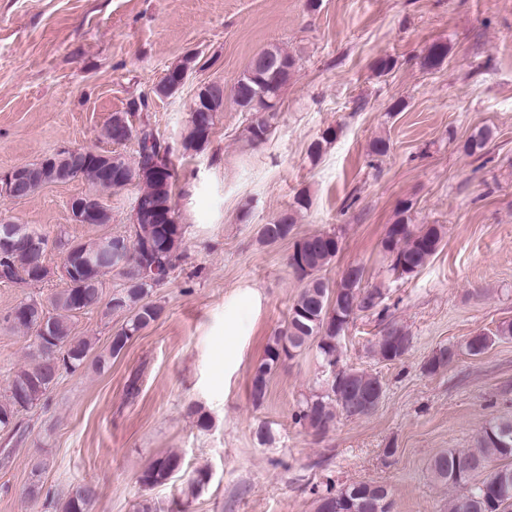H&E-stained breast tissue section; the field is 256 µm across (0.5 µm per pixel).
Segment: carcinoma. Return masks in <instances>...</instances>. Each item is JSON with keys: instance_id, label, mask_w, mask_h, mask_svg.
I'll use <instances>...</instances> for the list:
<instances>
[{"instance_id": "carcinoma-1", "label": "carcinoma", "mask_w": 512, "mask_h": 512, "mask_svg": "<svg viewBox=\"0 0 512 512\" xmlns=\"http://www.w3.org/2000/svg\"><path fill=\"white\" fill-rule=\"evenodd\" d=\"M269 52L277 64L261 71L248 66L234 84V100L244 111L251 114L245 129L244 139L249 144L264 141L277 118V111L271 109L266 100H279L283 88L288 84L296 65V58L288 52L271 47ZM448 56V47L442 43L431 44L422 56V64L432 70L443 65ZM129 113H115L105 125L102 136L113 140V125L120 119L127 120L134 132L133 142L137 145L136 156L129 161V168L112 174L107 181L95 165L78 167L74 176L85 180L95 194H105L131 184V176L138 177L137 197L152 206L167 202L168 195L162 194L157 184L140 174L162 163L168 169L167 177L174 180V169L169 158L170 147L165 144L147 119L137 125L128 121ZM336 132L330 130L308 147V156L317 161L325 145L330 143ZM494 138V131L482 127L473 132L464 143V151L474 155L482 151ZM208 143L207 135L188 116L186 133L182 138L185 151L198 152ZM309 199L299 195L290 209L283 211L287 222L277 219L261 227V240L275 243L288 238L296 224L297 214L307 208ZM171 220L152 225L151 239H146V223L134 220L124 232L126 263L115 265L108 251L98 248L99 239L84 241V246L69 251L72 241L60 238L56 246L62 253H72V264L81 269L79 276L71 278L65 287L56 291L48 301L30 297L17 304L5 318V322L16 331L29 333L32 341L28 345L27 363L15 373L7 394L0 397V428L8 424L21 411L38 406L56 384L54 376L74 373L80 370L92 349V342L85 336L77 335L73 318L76 314L97 308L102 301L104 277L113 273L119 276L121 284L105 304L104 314L124 316L122 326L112 334L108 355H100L96 366L103 370L110 359L119 356L132 337L138 335L152 323L162 318L164 307L147 301L152 292L160 286L180 258L184 242V227L179 224L176 208H169ZM410 207L402 204L396 223L403 225L402 235L394 236L387 230L382 248L389 259V272L398 279L410 277L404 265L409 263L423 269L438 252L445 237L441 224L412 223ZM341 239L334 231H324L295 240L300 248L306 267H295L293 272L305 284L293 302L284 328L270 337L264 356L252 370L250 398L254 405H261L267 396L271 375L279 363L310 345H316L318 355L325 360L336 350V336L342 330L344 318H357L363 313L384 316L381 308L384 299L382 289L365 288L360 282L342 279L336 288L319 276V272L336 258ZM38 260L23 245L9 250H0V279L12 278L29 272H36ZM336 291L343 306L334 308L329 303L330 291ZM406 333L395 326L383 331L375 344L374 352L391 362L401 359L409 350L395 343ZM492 338L480 333L462 344H450L435 353L427 364V371L435 373L451 365L460 354L478 356L489 347ZM377 382V377L349 369L343 373V393L359 385ZM343 413V403L336 395V387H327L318 394L302 401L294 415L295 423L315 432L326 430ZM181 463V457L169 453L156 459L139 476L143 487L151 488L163 484L173 475L171 465ZM434 476L455 492L451 496L448 512H512V417L491 419L483 431L479 445L470 449H450L436 455L431 461ZM381 485L368 483L353 484L338 490L328 489L316 501V512H323L322 501L349 498L359 501L373 500L372 512H386L378 496ZM96 497V488L91 484L78 487L68 497L63 512H88Z\"/></svg>"}]
</instances>
